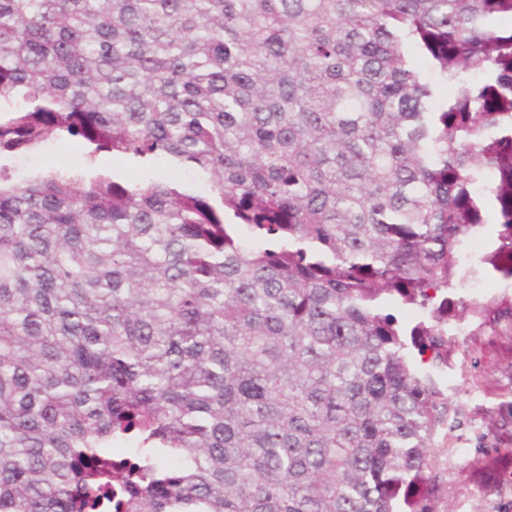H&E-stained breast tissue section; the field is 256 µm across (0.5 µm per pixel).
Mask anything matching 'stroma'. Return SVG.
Returning a JSON list of instances; mask_svg holds the SVG:
<instances>
[{
  "mask_svg": "<svg viewBox=\"0 0 512 512\" xmlns=\"http://www.w3.org/2000/svg\"><path fill=\"white\" fill-rule=\"evenodd\" d=\"M481 280L483 300L465 286L448 293V364L437 368L412 354L413 363L460 410L455 429L439 427L430 442L435 512H512V490L499 474L512 470V276L487 263L466 268ZM467 449L459 458L455 449Z\"/></svg>",
  "mask_w": 512,
  "mask_h": 512,
  "instance_id": "1",
  "label": "stroma"
}]
</instances>
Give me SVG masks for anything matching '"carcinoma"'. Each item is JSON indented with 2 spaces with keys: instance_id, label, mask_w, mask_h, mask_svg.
<instances>
[{
  "instance_id": "carcinoma-1",
  "label": "carcinoma",
  "mask_w": 512,
  "mask_h": 512,
  "mask_svg": "<svg viewBox=\"0 0 512 512\" xmlns=\"http://www.w3.org/2000/svg\"><path fill=\"white\" fill-rule=\"evenodd\" d=\"M512 0H0V512H433ZM496 108L512 107V82ZM78 138L79 168L13 158ZM112 157L179 180L117 177ZM429 310L404 330L389 302ZM411 341H406L405 336Z\"/></svg>"
}]
</instances>
